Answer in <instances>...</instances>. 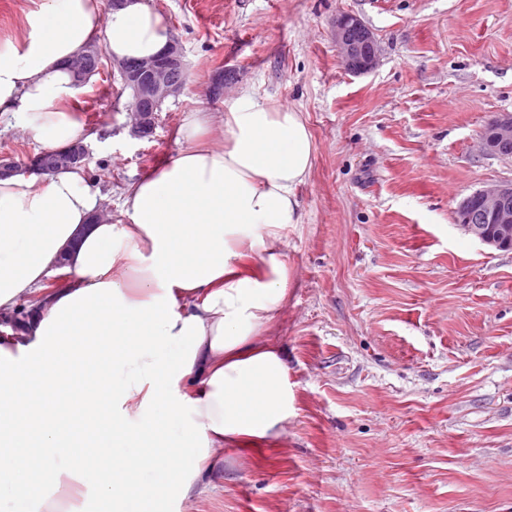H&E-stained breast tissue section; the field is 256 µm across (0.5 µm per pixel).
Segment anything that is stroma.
I'll return each instance as SVG.
<instances>
[{
    "label": "stroma",
    "mask_w": 512,
    "mask_h": 512,
    "mask_svg": "<svg viewBox=\"0 0 512 512\" xmlns=\"http://www.w3.org/2000/svg\"><path fill=\"white\" fill-rule=\"evenodd\" d=\"M41 0H0V42ZM184 49L187 86L151 139L130 134L110 71L80 87L82 172L126 223L129 184L184 147L187 113L249 91L301 112L315 157L287 230L288 300L264 333L284 349L297 414L275 446L224 451L197 512H512V251L455 209L512 180L480 130L512 112V0H143ZM380 64L347 72L340 13ZM235 78L222 99L213 73ZM334 39L345 69L354 75L373 72L380 62V47L372 30L355 13L339 14Z\"/></svg>",
    "instance_id": "35a3bbf8"
}]
</instances>
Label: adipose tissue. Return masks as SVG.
I'll return each mask as SVG.
<instances>
[{"label":"adipose tissue","instance_id":"adipose-tissue-1","mask_svg":"<svg viewBox=\"0 0 512 512\" xmlns=\"http://www.w3.org/2000/svg\"><path fill=\"white\" fill-rule=\"evenodd\" d=\"M0 45V122L48 151L81 141L69 64L94 40L118 60L170 41L141 0H43ZM188 113L186 147L132 184L128 223L92 222L80 170L0 178V512L193 504L225 445L277 443L297 409L283 350L262 330L288 297L284 233L314 161L297 110L242 92ZM65 264L69 281L47 287ZM40 309L20 329V305Z\"/></svg>","mask_w":512,"mask_h":512}]
</instances>
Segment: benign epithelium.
I'll list each match as a JSON object with an SVG mask.
<instances>
[{"mask_svg":"<svg viewBox=\"0 0 512 512\" xmlns=\"http://www.w3.org/2000/svg\"><path fill=\"white\" fill-rule=\"evenodd\" d=\"M334 39L345 69L354 75L373 72L380 62V47L372 30L356 14L343 12L333 25ZM102 57L103 50L94 44L72 60L71 68L77 85L81 86L92 74L91 56ZM117 68L122 83L133 90L129 111L133 114L130 132L133 137H151L156 127L155 108L162 102L178 97L186 81L173 77V71L185 67L184 50L170 41L159 55L137 61L120 60ZM230 79L224 71L215 72L208 93L220 98ZM479 146L486 154L502 156L512 147V112H500L489 121L479 135ZM89 149L81 142L55 151L41 152L30 160L29 168L51 172L60 167L86 165ZM456 220L482 244L499 250L512 249V181L495 183L465 197L455 210Z\"/></svg>","mask_w":512,"mask_h":512,"instance_id":"obj_1","label":"benign epithelium"}]
</instances>
